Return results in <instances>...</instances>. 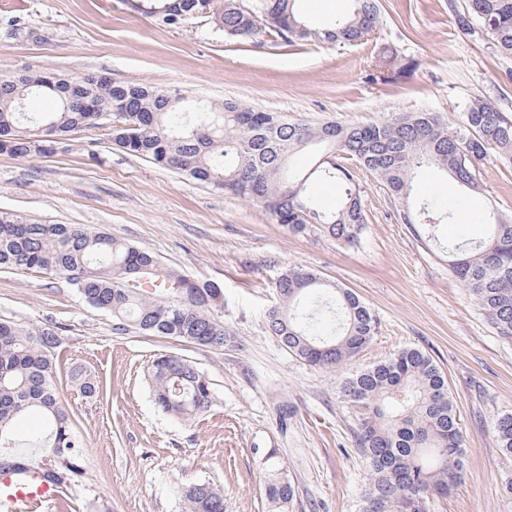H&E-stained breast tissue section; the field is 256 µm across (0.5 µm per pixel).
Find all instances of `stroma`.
<instances>
[{"label": "stroma", "mask_w": 512, "mask_h": 512, "mask_svg": "<svg viewBox=\"0 0 512 512\" xmlns=\"http://www.w3.org/2000/svg\"><path fill=\"white\" fill-rule=\"evenodd\" d=\"M463 4L381 0L375 37L289 46L262 29L218 35L200 19L161 27L123 0H0V79L25 70L103 73L312 125L366 124L396 112H436L458 124L477 98L512 118V57L494 54L486 34L456 32ZM388 48L405 73L369 83ZM352 173L367 224L360 243L346 246L294 235L258 204L124 153L101 130L74 134L50 156L0 154V210L105 228L163 267L217 283L235 334L223 349L133 328L118 334L111 314L65 280L1 269L0 318L63 326L56 381L83 445L82 473L50 512H185L180 489L198 481L223 489L226 512H271L265 484L277 472L296 491L290 512H361L366 473L338 383L407 347L445 374L466 440L462 484L431 500L428 512H512L501 490L512 457L491 433L493 419L512 413V342L449 275L446 257L448 245L482 227L443 224L436 239L417 237L369 171ZM479 177L480 192L463 197L446 175L428 171L421 192L465 199L472 214L491 204L512 217V167L488 161ZM294 267L353 291L379 320L371 343L341 370L307 364L268 331L274 283ZM161 353L188 359L211 383L213 403L193 422L173 420L153 401L148 366ZM76 366L102 382V396H81L69 379Z\"/></svg>", "instance_id": "obj_1"}]
</instances>
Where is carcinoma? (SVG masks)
<instances>
[{"mask_svg": "<svg viewBox=\"0 0 512 512\" xmlns=\"http://www.w3.org/2000/svg\"><path fill=\"white\" fill-rule=\"evenodd\" d=\"M201 1L213 31L246 36L263 21L289 46L313 39L356 44L381 21L380 0H349L346 12L316 28L301 15L299 0H128V5L161 26L177 27L192 18ZM454 26L465 35L486 32L496 53L512 56V0H466ZM395 60L393 51H385L376 64L382 77L372 74L370 80L392 81L386 73ZM74 94L83 101L79 112L65 105ZM36 95L57 98V110L20 111V104ZM103 126L125 153L254 201L292 233L323 234L344 245L358 243L366 228L359 193L345 189L332 210L310 189L318 180L351 182L352 172L338 157L368 170L386 187L400 205L403 223L429 231L461 216L439 195L413 203L424 171H442L476 192L480 164L512 165V119L481 99L471 102L456 126L435 112L313 126L237 100L212 106L142 83L73 81L54 71L0 79V153L47 156L71 134ZM311 148L324 154L309 170L296 169L294 157ZM475 220L486 234L449 246L448 271L469 290L496 334L512 342V218L490 205ZM0 269L64 279L90 306L111 313L117 331L133 327L208 348L234 339L219 315L223 291L217 284L165 270L155 255L99 229L38 224L0 211ZM274 288L280 306L268 315L269 332L307 363L338 370L372 341L378 320L352 291L303 268L282 273ZM59 344L51 327L0 319L1 476L36 467L48 482L64 487L80 476L82 442L55 381ZM149 374L155 404L178 421L189 422L212 405L211 383L187 359L160 355ZM70 377L83 397L100 395L97 378L78 368ZM339 392L355 416L354 447L367 470L363 512H426L430 496H446L460 483L459 417L445 376L427 354L403 349L342 378ZM31 411L44 420L34 456L14 451V423ZM492 433L495 446L512 456V414L495 418ZM265 495L274 512H288L295 489L278 473L265 485ZM181 497L186 512H225L224 491L210 483H190Z\"/></svg>", "mask_w": 512, "mask_h": 512, "instance_id": "obj_1", "label": "carcinoma"}]
</instances>
